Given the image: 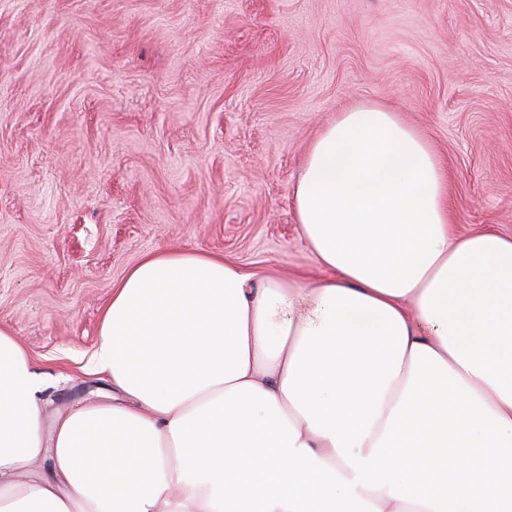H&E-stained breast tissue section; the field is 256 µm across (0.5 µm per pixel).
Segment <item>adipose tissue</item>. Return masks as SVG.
<instances>
[{"mask_svg":"<svg viewBox=\"0 0 512 512\" xmlns=\"http://www.w3.org/2000/svg\"><path fill=\"white\" fill-rule=\"evenodd\" d=\"M294 205L326 278L146 254L100 320L111 397L52 427L0 329V512H512V235L455 233L379 104L321 131Z\"/></svg>","mask_w":512,"mask_h":512,"instance_id":"adipose-tissue-1","label":"adipose tissue"}]
</instances>
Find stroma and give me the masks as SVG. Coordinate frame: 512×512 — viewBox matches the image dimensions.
<instances>
[{
    "label": "stroma",
    "instance_id": "35a3bbf8",
    "mask_svg": "<svg viewBox=\"0 0 512 512\" xmlns=\"http://www.w3.org/2000/svg\"><path fill=\"white\" fill-rule=\"evenodd\" d=\"M364 103L430 142L457 233L512 234V0H0V327L45 422L111 392L101 312L144 253L323 279L294 188Z\"/></svg>",
    "mask_w": 512,
    "mask_h": 512
}]
</instances>
